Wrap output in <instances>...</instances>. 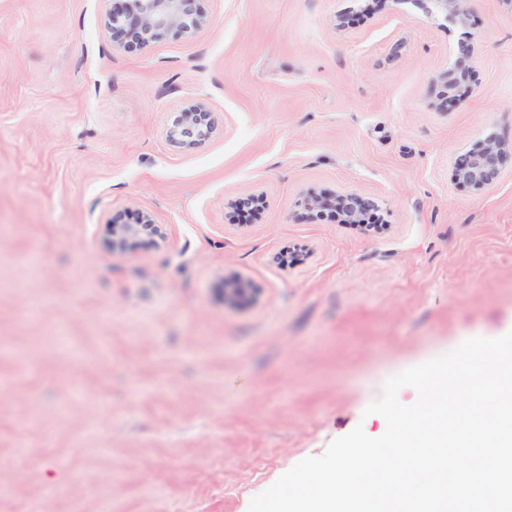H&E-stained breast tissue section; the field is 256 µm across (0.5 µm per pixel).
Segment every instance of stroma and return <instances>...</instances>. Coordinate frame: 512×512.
I'll list each match as a JSON object with an SVG mask.
<instances>
[{
    "label": "stroma",
    "instance_id": "stroma-1",
    "mask_svg": "<svg viewBox=\"0 0 512 512\" xmlns=\"http://www.w3.org/2000/svg\"><path fill=\"white\" fill-rule=\"evenodd\" d=\"M115 4L0 0V512H248L382 435L389 378L512 331V159L457 176L512 150V6L199 0L195 35L124 49ZM201 102L214 133L171 141ZM345 192L375 229L305 206ZM143 215L156 235L105 247ZM474 56L473 50L468 48L465 53L455 62V67L443 77L444 88L442 96L446 103H451L462 96L467 88L466 82L473 72ZM506 158L504 144L496 139H489L478 150L465 155L459 161V179L475 188H484L498 176ZM224 304L230 307H241L254 301V288L251 281L242 275H230L224 278Z\"/></svg>",
    "mask_w": 512,
    "mask_h": 512
}]
</instances>
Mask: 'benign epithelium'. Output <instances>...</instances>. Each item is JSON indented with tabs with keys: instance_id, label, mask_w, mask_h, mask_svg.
I'll use <instances>...</instances> for the list:
<instances>
[{
	"instance_id": "7a95c632",
	"label": "benign epithelium",
	"mask_w": 512,
	"mask_h": 512,
	"mask_svg": "<svg viewBox=\"0 0 512 512\" xmlns=\"http://www.w3.org/2000/svg\"><path fill=\"white\" fill-rule=\"evenodd\" d=\"M435 10L465 20L468 10L465 0H431ZM137 10L123 13L118 10L108 14L104 23L105 29L117 47L131 48L145 46L158 33L166 29H177L192 35L207 22L202 11L198 10L196 0H136ZM473 50L467 49L455 62L453 70L443 77V97L451 103L466 91V82L473 72ZM214 132V125L209 120V110L203 104L181 113L176 124L169 131L173 141H202ZM507 158L504 144L496 139L484 142L478 150L471 152L458 163V176L464 183L475 188H483L498 176ZM333 206L341 211L345 224L359 223L361 207L371 203L355 194L337 195L334 199L312 198L307 201L310 209ZM156 232L155 225L149 219L138 224H120L116 221L109 225V235L105 241L108 248L123 250L137 241L144 234ZM254 301V288L251 281L242 275L224 277V305L241 307Z\"/></svg>"
}]
</instances>
